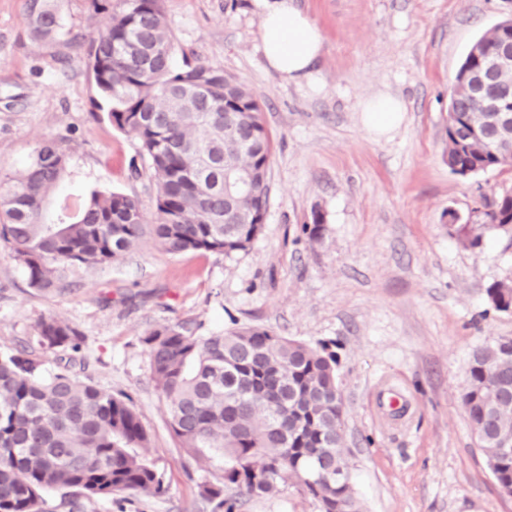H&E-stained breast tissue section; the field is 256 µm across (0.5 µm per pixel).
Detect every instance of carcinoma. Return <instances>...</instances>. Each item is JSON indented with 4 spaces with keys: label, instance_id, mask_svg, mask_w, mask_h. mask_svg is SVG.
<instances>
[{
    "label": "carcinoma",
    "instance_id": "cac0c4a2",
    "mask_svg": "<svg viewBox=\"0 0 512 512\" xmlns=\"http://www.w3.org/2000/svg\"><path fill=\"white\" fill-rule=\"evenodd\" d=\"M109 14L95 37L69 34L92 75L112 125L139 141L156 189L148 218L138 198L95 192L68 222L41 223V207L66 169L55 139L44 140L30 165L0 181V242L21 263L32 287L62 289L69 267L94 269L123 259L145 236L169 254L209 252L230 258L262 231L270 195L271 140L262 106L234 75L198 60L173 59L177 44L162 0H90ZM51 42L61 25L46 4L28 18ZM512 31L496 25L478 38L456 72L448 111V167L461 176L512 168V152L482 132L492 92L462 80L497 57ZM475 220L448 225L463 246L486 232L512 234V191L475 208ZM494 310L512 313V280L487 289ZM82 336L49 316L39 344L76 351ZM152 379L168 408L167 426L188 454L224 458V481L199 495L224 512L293 480L319 512H363L344 452L338 359L315 345L244 326L196 336L182 324H160L143 338ZM471 432L499 487L512 496V338L476 346L462 395ZM150 438L125 399L68 371L47 374L25 350L0 353V512H44L43 492L79 498L136 492L160 495L165 474L138 452Z\"/></svg>",
    "mask_w": 512,
    "mask_h": 512
}]
</instances>
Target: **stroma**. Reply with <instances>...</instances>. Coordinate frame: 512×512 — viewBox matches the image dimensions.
I'll return each instance as SVG.
<instances>
[{"mask_svg":"<svg viewBox=\"0 0 512 512\" xmlns=\"http://www.w3.org/2000/svg\"><path fill=\"white\" fill-rule=\"evenodd\" d=\"M64 29L97 35L108 15L89 0H49ZM321 29L312 78L269 69L256 0H163L179 49L245 83L263 107L272 141L271 193L252 248L233 258L171 255L151 238L123 260L69 272L44 294L0 244V352L28 349L47 371L79 377L130 400L165 474L160 496L83 500L81 512H213L198 495L221 483L224 462L178 448L141 342L160 324L195 335L251 325L315 344L339 358L345 451L364 512H512L477 447L462 406L471 351L512 337V314L486 289L512 278V237L485 234L479 248L448 232L481 199L512 189V169L453 173L446 155L448 98L473 42L512 18V0H294ZM31 0H0V180L24 170L57 138L66 173L42 205L53 224L95 192L138 197L154 213L155 189L138 140L95 108L94 83L77 53L34 36ZM402 101L400 125L377 136L363 103ZM323 237L302 227L313 212ZM83 334L78 353L45 350L41 320ZM242 512H319L294 482L247 501Z\"/></svg>","mask_w":512,"mask_h":512,"instance_id":"stroma-1","label":"stroma"}]
</instances>
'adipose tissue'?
<instances>
[{
  "label": "adipose tissue",
  "instance_id": "ef3b65f1",
  "mask_svg": "<svg viewBox=\"0 0 512 512\" xmlns=\"http://www.w3.org/2000/svg\"><path fill=\"white\" fill-rule=\"evenodd\" d=\"M260 40L268 66L283 79L308 78L323 49L320 28L293 0H259Z\"/></svg>",
  "mask_w": 512,
  "mask_h": 512
}]
</instances>
